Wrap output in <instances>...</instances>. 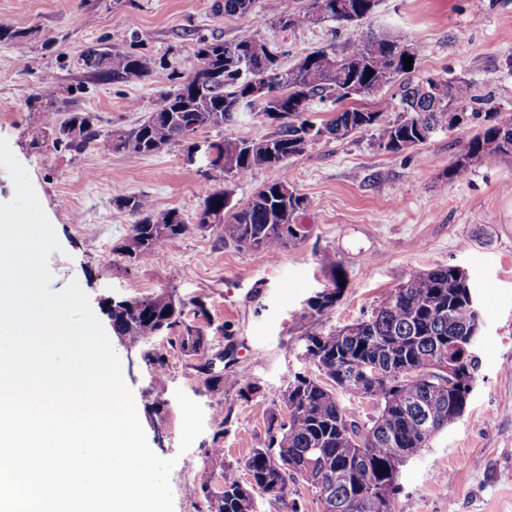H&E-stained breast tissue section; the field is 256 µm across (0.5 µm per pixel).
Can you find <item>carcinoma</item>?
<instances>
[{"label": "carcinoma", "mask_w": 512, "mask_h": 512, "mask_svg": "<svg viewBox=\"0 0 512 512\" xmlns=\"http://www.w3.org/2000/svg\"><path fill=\"white\" fill-rule=\"evenodd\" d=\"M324 14L316 17L311 9L296 10L284 0L266 4V21L283 32L316 26L327 20L357 24L368 19L379 0H322ZM254 0H216L218 10L229 16L252 13ZM260 34L253 32L232 41H196L195 55L201 64L183 80L170 76L175 85L159 93L156 107L139 125L107 133L104 146L127 158L140 159L167 146L185 143L184 135L208 127H221L234 116V106L244 102L242 116L260 115L276 125L273 135L261 141L220 139L214 141L217 156L211 169L202 171L205 188L201 207L224 218L220 225L223 242L277 257L305 238L297 235L298 217L309 206L308 199L293 186L286 168L288 158L305 150L309 131L336 140L372 131L379 148L399 152L417 148L432 134L448 127V112H460L456 128L460 149L448 167V179L464 180L476 163L492 166L512 157V118L493 112L488 125L472 133L468 128L466 105L474 99L472 86L465 80H441L436 90L425 84L431 79H406L398 86L397 104L391 110L351 107L348 102L373 94L401 75L417 69L404 68L399 55L400 42L370 32L336 46L329 44L308 54L310 65L286 67L283 52L253 56V74L260 83L276 90L271 101L248 99L249 82L235 70V60L250 53ZM79 64L103 79L129 81L152 75L153 62L134 53H114L103 44H94L81 54ZM51 77L41 75L33 99L45 103L44 127L57 129L51 139L57 151H81L99 135L95 115L72 112L58 121L51 114ZM329 99L344 107L317 126L307 112L314 99ZM222 180L241 178L253 171L276 169L279 175L265 184L247 203L231 204V192L216 184L210 170ZM115 206L132 218L130 235L138 242L133 261L146 264L157 260L168 241L187 234V224L175 209L158 210L146 194L118 196ZM331 274L332 287L319 293L311 308L321 315L333 308L339 298L341 270L329 254L320 258ZM473 296L464 269L438 266L412 275L407 281L383 294L370 314L356 320V331L345 328L325 331L311 319L305 326V351L323 352V368L316 375L297 373L281 394L288 424L273 415L267 427V441L247 458L245 475L225 465L220 473L223 490H209L211 479L190 488V494L204 501L205 512H246L254 493L268 495L291 512L297 503L288 500L289 487L299 481L315 490L322 512H347L344 504L356 500L352 512H405L411 506L402 495L399 482L402 460L426 447L430 431L448 427V416L464 414L470 400L466 391L449 386L447 377L429 369L435 361L448 357L453 341L474 333L476 316L470 306ZM187 305L162 291L116 301L108 316L112 332L143 347V360L151 370L153 401L147 414L167 416L162 394L168 382L166 353L154 347L159 336L169 337L172 347L184 356L200 361L197 366L208 391L221 394L224 385L238 380L213 372L207 358L210 347L207 331L211 321L204 302H191L193 318L205 325L185 320ZM394 370L424 369L423 379L409 385L393 377L376 378L368 366ZM353 383L361 398L375 402V414L361 420L337 398L345 383ZM391 485L393 493L382 498L362 500L360 496Z\"/></svg>", "instance_id": "cac0c4a2"}]
</instances>
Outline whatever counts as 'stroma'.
I'll list each match as a JSON object with an SVG mask.
<instances>
[{
	"mask_svg": "<svg viewBox=\"0 0 512 512\" xmlns=\"http://www.w3.org/2000/svg\"><path fill=\"white\" fill-rule=\"evenodd\" d=\"M215 0H0V17L29 31L20 44L0 42V137L27 168L41 205L63 247L52 253V290L78 282L102 325L113 301L171 291L184 301L203 300L212 326L216 370L238 377L246 392H208L195 360L166 350V399L183 391L204 411V431L180 452L181 412L169 416V436L157 442L143 422L148 444L175 459L170 474L175 512H201L188 488L221 465L243 467L266 441L271 414L303 358L309 300L329 284L319 262L331 253L346 285L326 312L324 329H338L370 313L379 297L412 274L439 266L465 269L480 306L483 330L479 367L467 413L438 433L401 471L403 495L415 512H512V158L492 167L474 164L462 181L448 178L460 145L454 132L437 131L424 145L398 153L380 149L372 133L344 140L321 138L288 161V174L310 205L298 218L305 239L277 259L199 231L203 178L187 164L182 145L137 161L95 142L80 152L36 149L32 141L45 116L33 94L36 59L55 80L56 119L71 112L100 118L101 131L136 126L155 107L170 73L197 66V39L233 40L252 17L218 13ZM418 46L419 75L466 79L481 98L468 125L479 130L486 115H512V0H380L365 26L326 21L292 34L272 24L264 38L295 63L313 48L358 38L364 29ZM133 52L155 61L152 77L104 81L81 68L89 44ZM144 193L159 209H177L192 230L170 240L154 263L137 265L118 254L131 217L117 209L121 195ZM123 378L136 407L149 401L151 375L140 350L116 346ZM222 459L209 457L213 446Z\"/></svg>",
	"mask_w": 512,
	"mask_h": 512,
	"instance_id": "35a3bbf8",
	"label": "stroma"
}]
</instances>
